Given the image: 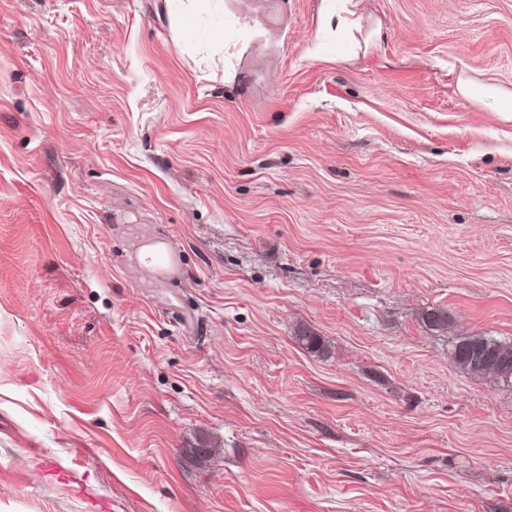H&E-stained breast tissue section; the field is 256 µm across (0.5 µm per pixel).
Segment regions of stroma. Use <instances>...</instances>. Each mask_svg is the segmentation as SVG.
<instances>
[{"mask_svg": "<svg viewBox=\"0 0 512 512\" xmlns=\"http://www.w3.org/2000/svg\"><path fill=\"white\" fill-rule=\"evenodd\" d=\"M461 75L512 90V0H0V512H512V386L449 357L512 341V112Z\"/></svg>", "mask_w": 512, "mask_h": 512, "instance_id": "stroma-1", "label": "stroma"}]
</instances>
